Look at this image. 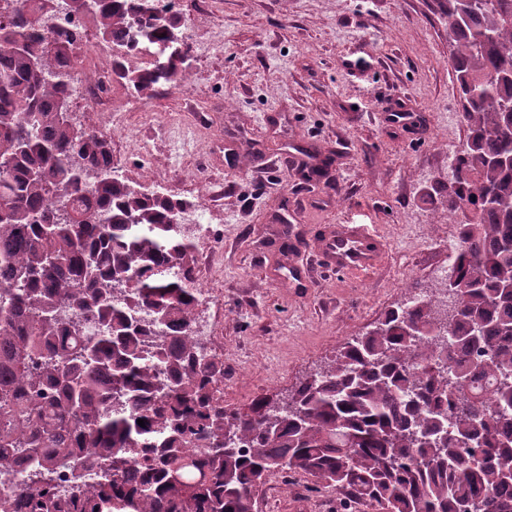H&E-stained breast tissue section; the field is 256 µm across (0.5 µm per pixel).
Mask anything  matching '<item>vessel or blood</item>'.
<instances>
[{"label": "vessel or blood", "mask_w": 512, "mask_h": 512, "mask_svg": "<svg viewBox=\"0 0 512 512\" xmlns=\"http://www.w3.org/2000/svg\"><path fill=\"white\" fill-rule=\"evenodd\" d=\"M320 253L326 266L365 273L376 267L382 250L373 236L363 231H331L322 238Z\"/></svg>", "instance_id": "b4317fda"}]
</instances>
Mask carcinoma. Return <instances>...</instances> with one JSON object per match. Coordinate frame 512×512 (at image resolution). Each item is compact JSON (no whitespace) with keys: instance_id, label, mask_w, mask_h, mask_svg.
I'll return each mask as SVG.
<instances>
[{"instance_id":"cac0c4a2","label":"carcinoma","mask_w":512,"mask_h":512,"mask_svg":"<svg viewBox=\"0 0 512 512\" xmlns=\"http://www.w3.org/2000/svg\"><path fill=\"white\" fill-rule=\"evenodd\" d=\"M71 5L123 58L181 34L156 0ZM433 7L448 23L467 136L450 183L427 196L450 218L476 212L459 225L466 287L448 341L419 332L438 322L440 295L403 301L301 382L296 411L270 432V398L224 404V363L189 334L198 303L183 202L114 174L111 137L64 117L66 86L91 77L48 27L53 0H0V512H254L276 473L375 512H512V0ZM192 57L187 42L162 66L148 59L128 71L129 89L182 86ZM143 312L163 337L152 351Z\"/></svg>"}]
</instances>
